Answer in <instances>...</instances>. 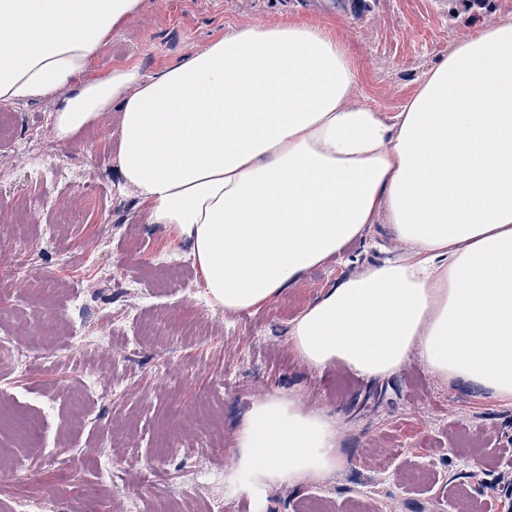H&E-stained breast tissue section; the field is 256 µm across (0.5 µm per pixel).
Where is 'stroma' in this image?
<instances>
[{
  "mask_svg": "<svg viewBox=\"0 0 512 512\" xmlns=\"http://www.w3.org/2000/svg\"><path fill=\"white\" fill-rule=\"evenodd\" d=\"M512 0H360L347 15L325 0H140L92 59L104 73L144 75L206 50L230 26H327L348 47L355 99L392 115L423 75ZM54 94L0 114V512H162L179 475L194 512H469L512 452V400L435 375L419 355L364 380L312 369L290 347L292 322L337 280L411 248L386 222L367 225L337 261L307 270L257 310L207 298L187 241L151 223L122 186L113 106L69 141L55 136ZM69 324L58 321L60 309ZM80 331L84 346L69 336ZM94 381L97 395L80 396ZM280 395L336 422L341 466L253 497L229 488L240 425ZM118 464L92 503L81 487ZM26 460L25 471L12 460ZM431 472L413 480L414 468ZM495 501L512 512V493Z\"/></svg>",
  "mask_w": 512,
  "mask_h": 512,
  "instance_id": "1",
  "label": "stroma"
}]
</instances>
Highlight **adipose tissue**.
I'll return each instance as SVG.
<instances>
[{
  "mask_svg": "<svg viewBox=\"0 0 512 512\" xmlns=\"http://www.w3.org/2000/svg\"><path fill=\"white\" fill-rule=\"evenodd\" d=\"M139 0H0V104L68 89L75 137L120 103L119 166L152 223L189 241L206 293L258 309L385 216L408 260L340 280L295 319L310 367L371 380L411 354L512 399V15L425 73L394 116L356 103L345 46L316 24L229 27L155 75L91 74ZM227 477L261 493L341 463L333 418L272 396L238 432Z\"/></svg>",
  "mask_w": 512,
  "mask_h": 512,
  "instance_id": "1",
  "label": "adipose tissue"
}]
</instances>
